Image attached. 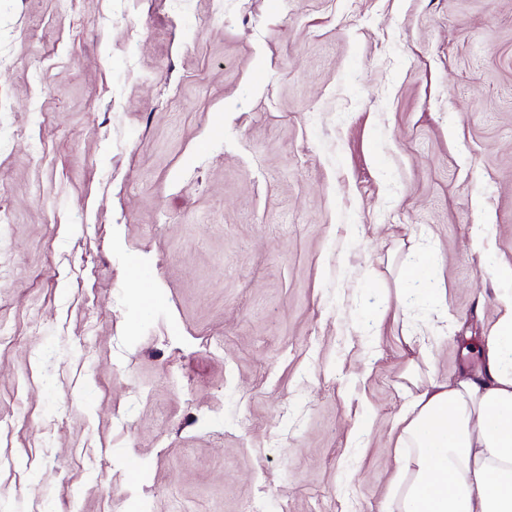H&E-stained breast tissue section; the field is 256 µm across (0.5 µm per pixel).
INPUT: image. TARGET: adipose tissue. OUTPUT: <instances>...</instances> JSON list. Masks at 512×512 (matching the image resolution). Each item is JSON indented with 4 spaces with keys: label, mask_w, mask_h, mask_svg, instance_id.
Returning <instances> with one entry per match:
<instances>
[{
    "label": "adipose tissue",
    "mask_w": 512,
    "mask_h": 512,
    "mask_svg": "<svg viewBox=\"0 0 512 512\" xmlns=\"http://www.w3.org/2000/svg\"><path fill=\"white\" fill-rule=\"evenodd\" d=\"M453 383L430 381L398 424L403 465L384 512H512V298Z\"/></svg>",
    "instance_id": "adipose-tissue-1"
}]
</instances>
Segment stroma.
Returning <instances> with one entry per match:
<instances>
[{"label": "stroma", "mask_w": 512, "mask_h": 512, "mask_svg": "<svg viewBox=\"0 0 512 512\" xmlns=\"http://www.w3.org/2000/svg\"><path fill=\"white\" fill-rule=\"evenodd\" d=\"M0 212V512H383L507 294L512 0H0Z\"/></svg>", "instance_id": "35a3bbf8"}]
</instances>
